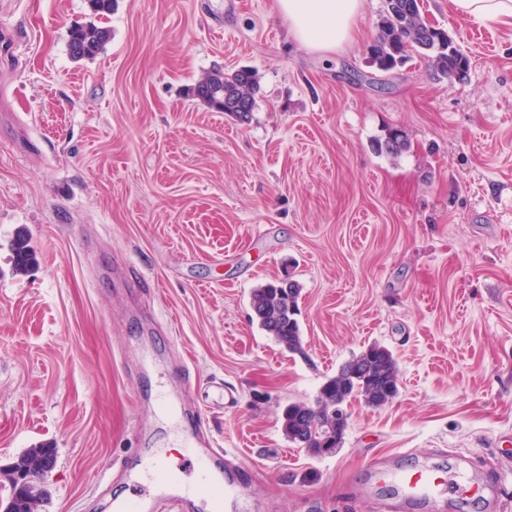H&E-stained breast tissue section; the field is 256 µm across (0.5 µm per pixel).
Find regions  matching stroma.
<instances>
[{
  "mask_svg": "<svg viewBox=\"0 0 512 512\" xmlns=\"http://www.w3.org/2000/svg\"><path fill=\"white\" fill-rule=\"evenodd\" d=\"M383 9L312 52L276 0H115L111 40L76 61L87 0H0V467L55 448L42 512H206L137 476L163 450L194 486L193 428L252 512H390L348 487L401 451L498 475L512 512V24L422 0L470 59L451 82L369 64ZM242 67L247 122L187 96ZM390 128L395 159L373 148ZM286 275L302 358L251 318ZM374 342L397 397L352 401L336 454L294 448L283 407ZM373 147L377 153L397 158L407 150L408 143L401 130L389 129L383 138L376 139Z\"/></svg>",
  "mask_w": 512,
  "mask_h": 512,
  "instance_id": "stroma-1",
  "label": "stroma"
}]
</instances>
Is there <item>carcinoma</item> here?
Wrapping results in <instances>:
<instances>
[{"label":"carcinoma","mask_w":512,"mask_h":512,"mask_svg":"<svg viewBox=\"0 0 512 512\" xmlns=\"http://www.w3.org/2000/svg\"><path fill=\"white\" fill-rule=\"evenodd\" d=\"M113 0H88L92 19L71 28L68 48L73 59L96 57L111 39V30L101 19L112 13ZM378 32L369 46L371 61L378 70L389 72L411 53L431 62L438 75L450 79L457 70L468 72L470 60L453 43L448 32L425 24L421 0H385L377 24ZM258 78L249 69L230 74L217 71L189 88L190 97L220 112H234L242 122L250 113L238 105L254 108ZM408 148L398 129L387 130L375 141L374 150L397 158ZM301 288L294 280L257 285L251 291L250 307L260 328L290 354L303 356V338L298 321ZM399 368L393 353L379 343H371L343 363L336 374L326 378L310 403H292L282 410L281 429L289 443L306 454L322 458L341 450L350 425L348 403L362 400L373 409L382 408L399 393ZM55 457L53 448H31L7 472L10 495H50L45 478Z\"/></svg>","instance_id":"cac0c4a2"}]
</instances>
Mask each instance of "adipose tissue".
Instances as JSON below:
<instances>
[{"label":"adipose tissue","instance_id":"1","mask_svg":"<svg viewBox=\"0 0 512 512\" xmlns=\"http://www.w3.org/2000/svg\"><path fill=\"white\" fill-rule=\"evenodd\" d=\"M453 11L478 22L512 23V0H451ZM362 0H277L291 36L302 46L332 51L346 43Z\"/></svg>","mask_w":512,"mask_h":512}]
</instances>
